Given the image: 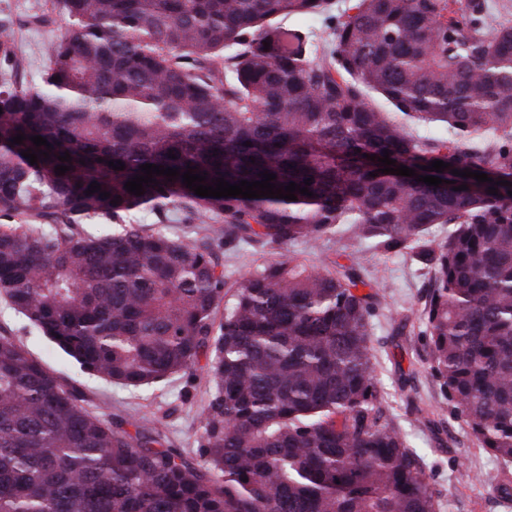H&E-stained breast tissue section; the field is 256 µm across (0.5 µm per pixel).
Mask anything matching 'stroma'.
Here are the masks:
<instances>
[{"label":"stroma","instance_id":"1","mask_svg":"<svg viewBox=\"0 0 512 512\" xmlns=\"http://www.w3.org/2000/svg\"><path fill=\"white\" fill-rule=\"evenodd\" d=\"M46 23H39V16ZM66 17L55 0H0V42H8L13 59L0 56V78L21 63L26 80H37L48 63V50ZM321 255L346 264L357 260L377 269L384 292L375 321L373 345L379 360L377 382L392 407L394 422L406 434L410 448L423 458L439 512H512L496 488L499 467L479 450L453 405L442 394L431 370L422 310L431 288L432 273L412 252L398 255L368 248L348 238L325 240ZM0 335L22 343L63 381L80 387L91 404L105 414H119L135 422L154 415L159 430L173 447L196 454L202 430L198 412L207 400L205 362L187 374L150 387L128 389L91 377L39 330L29 325L0 298ZM402 346L400 363L387 354Z\"/></svg>","mask_w":512,"mask_h":512}]
</instances>
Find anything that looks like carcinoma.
<instances>
[{
    "instance_id": "cac0c4a2",
    "label": "carcinoma",
    "mask_w": 512,
    "mask_h": 512,
    "mask_svg": "<svg viewBox=\"0 0 512 512\" xmlns=\"http://www.w3.org/2000/svg\"><path fill=\"white\" fill-rule=\"evenodd\" d=\"M57 3L69 26L40 82H0V297L92 376L141 388L204 355L211 387L194 461L0 336V512H436L375 381L373 272L282 253L224 281L226 251L338 233L431 268V368L511 472L512 19L485 0ZM305 15L322 28L286 23ZM386 150L444 183L381 172ZM146 163L313 196L201 197L164 175L127 192ZM141 209L177 214L175 233L131 223Z\"/></svg>"
}]
</instances>
